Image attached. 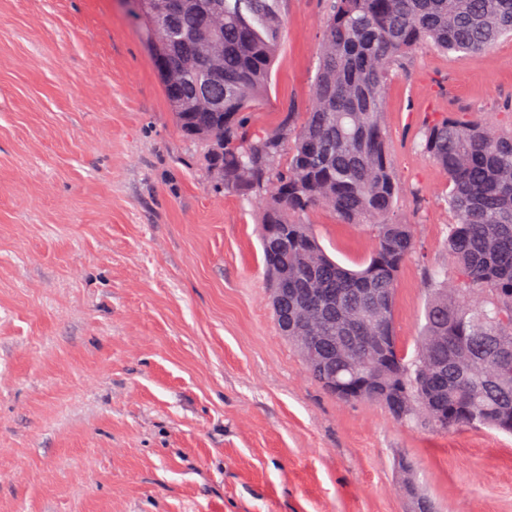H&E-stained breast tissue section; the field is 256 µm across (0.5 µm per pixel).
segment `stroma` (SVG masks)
<instances>
[{
    "label": "stroma",
    "mask_w": 512,
    "mask_h": 512,
    "mask_svg": "<svg viewBox=\"0 0 512 512\" xmlns=\"http://www.w3.org/2000/svg\"><path fill=\"white\" fill-rule=\"evenodd\" d=\"M281 8L267 130L311 108L327 21L326 0ZM450 113L512 128V40L418 48L386 85L410 356L455 221L419 143ZM264 205L180 136L122 0H0V512H411L403 458L438 512H512V436L400 422L310 377L272 319ZM304 221L345 267L375 249L329 209Z\"/></svg>",
    "instance_id": "stroma-1"
}]
</instances>
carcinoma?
I'll use <instances>...</instances> for the list:
<instances>
[{"label":"carcinoma","instance_id":"carcinoma-1","mask_svg":"<svg viewBox=\"0 0 512 512\" xmlns=\"http://www.w3.org/2000/svg\"><path fill=\"white\" fill-rule=\"evenodd\" d=\"M282 0H184L160 20L158 0H132L165 97L182 135L200 144L224 188L266 192L262 259L279 334L303 353L332 396L383 404L400 421L437 430L512 434V131L494 134L448 115L423 131L422 150L448 175L449 267L430 275L416 354L395 326V284L417 252L411 225L391 219L399 186L388 161L385 86L406 53L430 44L460 60L512 37V0H328L314 87L286 168V123L254 126L250 109L270 86L281 43ZM189 62L171 80L162 64ZM220 66L223 76L212 75ZM367 224L377 246L356 269L332 259L309 211ZM387 336L366 373L362 337Z\"/></svg>","mask_w":512,"mask_h":512}]
</instances>
